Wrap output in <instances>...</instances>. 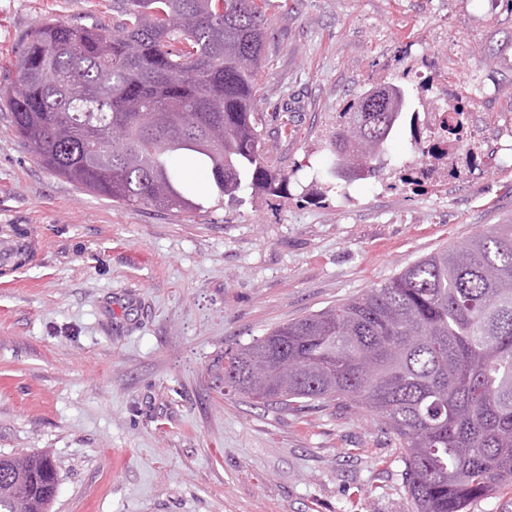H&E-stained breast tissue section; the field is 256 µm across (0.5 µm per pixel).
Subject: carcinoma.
Here are the masks:
<instances>
[{
    "label": "carcinoma",
    "instance_id": "1",
    "mask_svg": "<svg viewBox=\"0 0 512 512\" xmlns=\"http://www.w3.org/2000/svg\"><path fill=\"white\" fill-rule=\"evenodd\" d=\"M104 27L38 24L4 91L43 168L128 207H200L173 167L204 160L218 197L279 193L289 176L262 149L257 77L267 31L255 0H113ZM372 86L340 113L325 191L379 173L413 125L412 95ZM370 136L347 143L344 127ZM224 391L286 411L343 404L393 434L407 512H470L512 487V224L425 256L389 281L224 350ZM46 454L0 456V512H48Z\"/></svg>",
    "mask_w": 512,
    "mask_h": 512
}]
</instances>
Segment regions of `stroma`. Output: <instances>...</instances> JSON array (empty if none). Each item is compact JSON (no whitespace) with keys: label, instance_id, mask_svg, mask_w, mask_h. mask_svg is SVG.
Wrapping results in <instances>:
<instances>
[{"label":"stroma","instance_id":"obj_1","mask_svg":"<svg viewBox=\"0 0 512 512\" xmlns=\"http://www.w3.org/2000/svg\"><path fill=\"white\" fill-rule=\"evenodd\" d=\"M268 27L258 84L277 196L217 198L175 166L195 211L129 208L46 169L0 104V241L31 258L0 274V454H49V512H404L396 440L341 406L301 413L225 394L226 348L338 305L431 253L512 224V7L506 0H257ZM48 18L112 26V0H0V88ZM464 100L473 135L417 188L401 126L383 173L324 191L338 112L369 87ZM293 122L281 129L280 115Z\"/></svg>","mask_w":512,"mask_h":512}]
</instances>
